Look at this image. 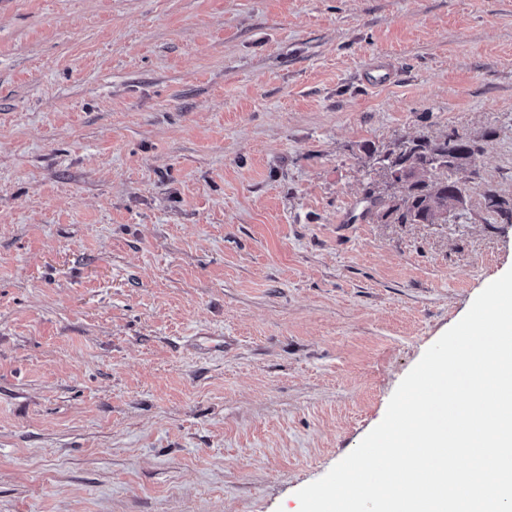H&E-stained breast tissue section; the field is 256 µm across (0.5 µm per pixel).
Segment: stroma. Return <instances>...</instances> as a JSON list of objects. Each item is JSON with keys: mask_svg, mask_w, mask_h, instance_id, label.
<instances>
[{"mask_svg": "<svg viewBox=\"0 0 512 512\" xmlns=\"http://www.w3.org/2000/svg\"><path fill=\"white\" fill-rule=\"evenodd\" d=\"M452 129L464 210L364 216ZM488 185L512 0H0V512H299L512 268Z\"/></svg>", "mask_w": 512, "mask_h": 512, "instance_id": "1", "label": "stroma"}]
</instances>
